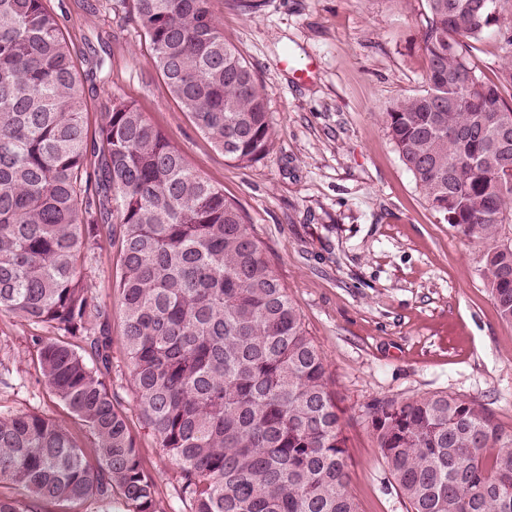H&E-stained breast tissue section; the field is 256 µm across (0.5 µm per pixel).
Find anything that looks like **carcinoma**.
<instances>
[{"instance_id": "obj_1", "label": "carcinoma", "mask_w": 512, "mask_h": 512, "mask_svg": "<svg viewBox=\"0 0 512 512\" xmlns=\"http://www.w3.org/2000/svg\"><path fill=\"white\" fill-rule=\"evenodd\" d=\"M424 0L426 87L385 129L428 208L480 246L479 275L512 324V61L470 57L504 4ZM169 94L224 157L249 166L274 130L262 84L224 42L209 0H134ZM90 108L47 0H0V314L30 341L63 420L0 416V512H76L88 501L166 512L112 390V312L86 264L117 245L122 341L134 406L176 465L184 512H359L324 352L265 259L243 209L186 162L135 105ZM406 512H512V435L477 399L432 393L367 405Z\"/></svg>"}]
</instances>
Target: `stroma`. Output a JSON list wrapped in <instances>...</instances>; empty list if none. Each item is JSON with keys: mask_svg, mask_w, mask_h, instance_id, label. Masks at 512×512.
<instances>
[{"mask_svg": "<svg viewBox=\"0 0 512 512\" xmlns=\"http://www.w3.org/2000/svg\"><path fill=\"white\" fill-rule=\"evenodd\" d=\"M90 91L95 132L112 97L134 103L189 164L244 210L310 336L325 352L359 512H405L368 429L366 406L448 392L480 400L512 434V325L478 272V249L428 209L383 114L424 86V0H210L264 87L275 138L248 167L225 160L171 98L133 0H50ZM113 311L112 387L133 405L110 248L87 266ZM33 329L0 315V415L65 417L41 381ZM146 467L180 512L174 466L137 414Z\"/></svg>", "mask_w": 512, "mask_h": 512, "instance_id": "obj_1", "label": "stroma"}]
</instances>
